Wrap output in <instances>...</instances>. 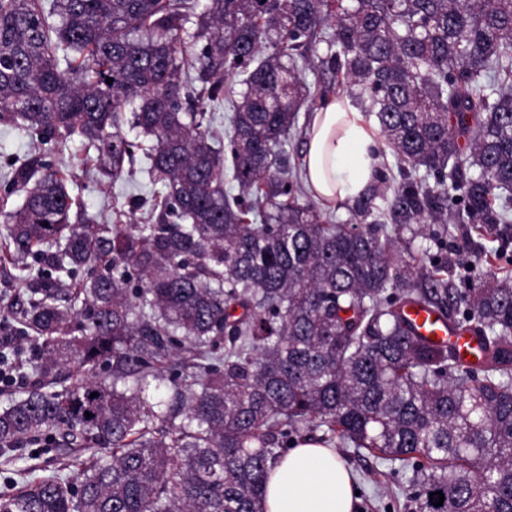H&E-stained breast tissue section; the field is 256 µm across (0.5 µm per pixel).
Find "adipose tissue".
<instances>
[{
  "label": "adipose tissue",
  "instance_id": "adipose-tissue-1",
  "mask_svg": "<svg viewBox=\"0 0 512 512\" xmlns=\"http://www.w3.org/2000/svg\"><path fill=\"white\" fill-rule=\"evenodd\" d=\"M374 130L347 96H333L312 114L304 151V180L331 206L362 195L379 170ZM356 479L335 449L314 441L291 448L270 465L264 512H358Z\"/></svg>",
  "mask_w": 512,
  "mask_h": 512
}]
</instances>
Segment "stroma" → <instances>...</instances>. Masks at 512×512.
<instances>
[{
    "instance_id": "obj_1",
    "label": "stroma",
    "mask_w": 512,
    "mask_h": 512,
    "mask_svg": "<svg viewBox=\"0 0 512 512\" xmlns=\"http://www.w3.org/2000/svg\"><path fill=\"white\" fill-rule=\"evenodd\" d=\"M36 138L18 126L0 124V236L6 233L5 214L16 210L24 201L23 192L12 191L7 184V173L35 151ZM46 159L68 172V190L78 207L96 216L105 224H131L139 221L158 200L161 188L150 182L144 156H137L134 164L121 179L109 182L85 158L80 141L49 151ZM496 252L498 266L512 269V238L501 241L497 236L467 238L455 232L448 240L447 254L457 270L473 264L476 250ZM16 271L12 266L0 264V331L13 332L21 311L27 305L24 289L18 288ZM338 454L356 476L362 512H404V495L396 478L387 475L384 466L364 450L339 449ZM90 453L81 448L61 444L23 448L13 460L0 457V494L20 490L42 468L59 470L62 476L76 478Z\"/></svg>"
}]
</instances>
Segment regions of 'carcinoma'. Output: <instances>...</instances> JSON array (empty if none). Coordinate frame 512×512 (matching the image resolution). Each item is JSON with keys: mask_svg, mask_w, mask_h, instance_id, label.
I'll return each instance as SVG.
<instances>
[{"mask_svg": "<svg viewBox=\"0 0 512 512\" xmlns=\"http://www.w3.org/2000/svg\"><path fill=\"white\" fill-rule=\"evenodd\" d=\"M339 87L399 169L352 225L288 154ZM127 111L153 142L154 223L75 224L63 171L10 172L25 198L0 263L42 361L0 410V450L59 432L101 452L0 512H263L268 463L303 439L411 468L405 512H512V271L455 288L415 247L512 226V0H0V123L77 136L116 180ZM410 304L476 337L479 367L415 334Z\"/></svg>", "mask_w": 512, "mask_h": 512, "instance_id": "carcinoma-1", "label": "carcinoma"}]
</instances>
